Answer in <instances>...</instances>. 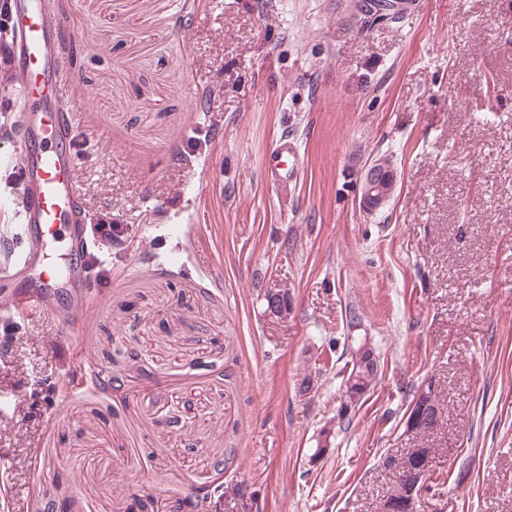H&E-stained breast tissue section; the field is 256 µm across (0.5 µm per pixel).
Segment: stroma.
<instances>
[{"label": "stroma", "instance_id": "stroma-1", "mask_svg": "<svg viewBox=\"0 0 512 512\" xmlns=\"http://www.w3.org/2000/svg\"><path fill=\"white\" fill-rule=\"evenodd\" d=\"M356 2L47 0L78 188L121 242L99 243L71 333L58 292L0 348L7 512H173L199 488L220 512H380L408 448L431 451L415 512H512V0L374 24ZM25 109L0 39V241ZM283 140L292 182L269 165ZM384 155L395 192L368 214ZM366 340L378 376L344 424ZM428 387L442 420L415 437ZM395 188V175L391 163L378 158L370 163L361 185L360 205L371 214L385 205Z\"/></svg>", "mask_w": 512, "mask_h": 512}]
</instances>
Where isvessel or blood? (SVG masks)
Instances as JSON below:
<instances>
[{"mask_svg":"<svg viewBox=\"0 0 512 512\" xmlns=\"http://www.w3.org/2000/svg\"><path fill=\"white\" fill-rule=\"evenodd\" d=\"M11 29L21 94L30 101L31 110L24 119L17 168L23 188L16 200L22 217L16 235L18 248L11 251L8 265L0 264V277L19 276L60 237L68 258L44 264L40 287L0 298V325L6 327L17 315L47 309L48 288H60L85 276L95 249L73 183L75 124L62 107L65 84L57 57L59 37L45 0H13Z\"/></svg>","mask_w":512,"mask_h":512,"instance_id":"obj_1","label":"vessel or blood"}]
</instances>
